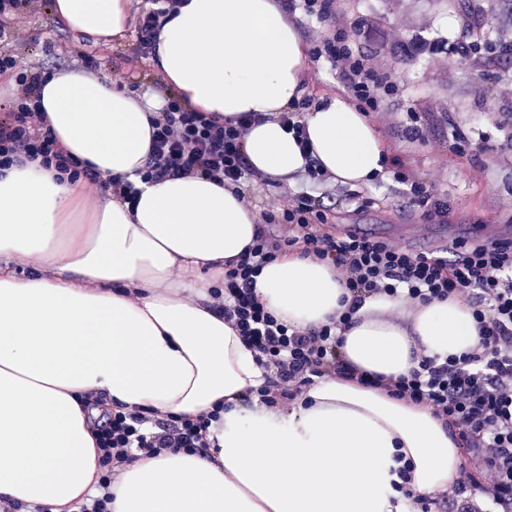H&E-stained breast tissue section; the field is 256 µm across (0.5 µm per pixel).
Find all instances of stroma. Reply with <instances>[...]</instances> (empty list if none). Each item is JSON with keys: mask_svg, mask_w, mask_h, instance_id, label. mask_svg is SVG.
Returning a JSON list of instances; mask_svg holds the SVG:
<instances>
[{"mask_svg": "<svg viewBox=\"0 0 512 512\" xmlns=\"http://www.w3.org/2000/svg\"><path fill=\"white\" fill-rule=\"evenodd\" d=\"M470 5L464 13L458 0H338V26L351 33L352 48L364 55L384 53L391 71L396 90L384 100L385 113H370L369 119L402 173L349 188L305 176L294 185H280L252 171L248 178L256 191L270 199L309 193L332 223L352 224L419 250L443 235L469 236L476 225H512V127L506 124L512 98L501 92L512 81V0H470ZM397 22L406 23L411 37L429 44V51L383 48L381 34ZM457 42L469 45L468 58L446 51V44ZM135 46L129 28L104 43L62 28L46 0L16 52L43 75L81 67L82 55H91L97 76L141 96L145 90L131 76ZM306 64L309 80L296 108L300 114L321 96L343 90L329 65L311 58ZM421 121L428 124L424 140L409 131ZM461 141L467 142L466 151L456 150ZM415 184L447 200V217L427 215L410 191Z\"/></svg>", "mask_w": 512, "mask_h": 512, "instance_id": "stroma-1", "label": "stroma"}]
</instances>
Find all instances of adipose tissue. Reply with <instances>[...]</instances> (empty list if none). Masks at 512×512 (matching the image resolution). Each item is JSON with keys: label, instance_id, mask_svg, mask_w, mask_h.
Returning a JSON list of instances; mask_svg holds the SVG:
<instances>
[{"label": "adipose tissue", "instance_id": "adipose-tissue-1", "mask_svg": "<svg viewBox=\"0 0 512 512\" xmlns=\"http://www.w3.org/2000/svg\"><path fill=\"white\" fill-rule=\"evenodd\" d=\"M130 0H54L56 19L93 39L126 27ZM306 46L281 0H189L167 18L154 66L190 105L223 118L253 113L248 168L281 185L308 166L336 184L383 176L388 154L348 97L300 102ZM59 142L101 176L140 186L135 208L87 206L80 182L26 163L0 170V496L65 512L94 494L99 453L88 397L160 415L224 410L203 454L139 455L112 488V512H408L401 463L419 494L442 492L463 461L425 407L338 378L306 389L292 408L243 402L264 372L208 297L227 261L251 244L259 218L234 190L197 176L141 183L150 157V104L111 82L58 69L41 88ZM31 257L18 277L9 259ZM140 289L130 297L129 289ZM256 292L288 327L317 329L348 294L333 263L298 255L264 267ZM459 298L406 304L366 298L342 332L345 360L396 378L421 357L461 354L476 341Z\"/></svg>", "mask_w": 512, "mask_h": 512}]
</instances>
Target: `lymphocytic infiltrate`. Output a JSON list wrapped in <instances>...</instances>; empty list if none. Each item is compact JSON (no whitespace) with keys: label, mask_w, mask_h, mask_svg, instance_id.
<instances>
[{"label":"lymphocytic infiltrate","mask_w":512,"mask_h":512,"mask_svg":"<svg viewBox=\"0 0 512 512\" xmlns=\"http://www.w3.org/2000/svg\"><path fill=\"white\" fill-rule=\"evenodd\" d=\"M42 4L43 0H0V75L14 81L11 120L0 123V169L36 161L71 179H86L118 203L132 204L138 194L133 183L84 172L57 141L41 110L40 76L23 68L10 48ZM185 4L186 0H150L149 6L133 10L137 59L155 54L163 21ZM348 40L346 31H338L320 39L313 55L339 70L347 93L365 111H381V100L393 87L390 75L368 56L355 53ZM161 99V107L148 115L152 138L142 182L167 175L199 176L233 185L246 207L262 210L263 225L253 242L240 260L226 264L223 284L209 290L213 309L223 312L266 372L265 385L246 392V399L285 405L329 377L382 387L392 396L428 407L463 447L481 452V476L463 470L440 495V502L477 495L492 512H512V243L470 242L444 259L362 231L332 232L327 214L311 195L269 201L256 194L243 162L251 116L222 121L175 93H162ZM291 253L332 262L343 271L351 302L336 321L300 331L266 310L256 292L257 278L266 265ZM378 294L410 303L464 298L477 325V341L459 355L422 357L418 369L394 380L357 371L342 354L340 333L351 325L363 300ZM219 416L215 410L195 418L161 419L138 406L103 410L93 423L100 453L98 493L77 504L75 512H112L110 487L139 454L205 452L207 431Z\"/></svg>","instance_id":"obj_1"}]
</instances>
